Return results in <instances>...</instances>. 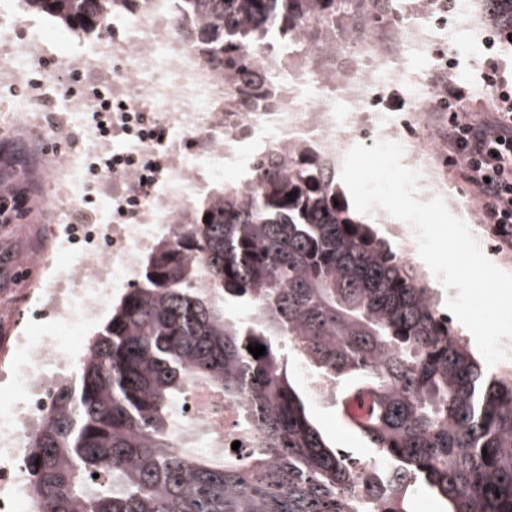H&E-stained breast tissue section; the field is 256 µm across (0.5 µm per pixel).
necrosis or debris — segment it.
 Here are the masks:
<instances>
[{
	"label": "necrosis or debris",
	"instance_id": "obj_1",
	"mask_svg": "<svg viewBox=\"0 0 512 512\" xmlns=\"http://www.w3.org/2000/svg\"><path fill=\"white\" fill-rule=\"evenodd\" d=\"M404 33L393 52L362 48L348 66L328 63L324 76L292 73L249 107L225 111L224 77L191 47L183 32L195 23L181 0H114L110 50L118 70L100 75L97 41L55 32L30 20L25 0H0V107L7 119L45 138L44 167L56 245L37 257L44 278L21 294L14 335L0 336V374L13 377L17 403L0 412V512H29L18 497L25 480L21 449L56 402V387L74 366L69 337L96 320L112 297L139 287L145 256L164 239L210 184L235 172L242 190L253 185L255 162L284 159L289 148L328 157L359 137L401 145L403 163L420 172L421 191L439 190L408 115L382 110L381 90L405 84L413 102L433 90L425 64L441 40L485 41L468 0L443 29L435 0H393ZM71 75L58 89L51 70ZM92 199L112 222L82 224L78 210ZM176 431L231 433L240 404L196 388L185 400Z\"/></svg>",
	"mask_w": 512,
	"mask_h": 512
}]
</instances>
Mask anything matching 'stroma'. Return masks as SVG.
I'll return each mask as SVG.
<instances>
[{"instance_id":"stroma-1","label":"stroma","mask_w":512,"mask_h":512,"mask_svg":"<svg viewBox=\"0 0 512 512\" xmlns=\"http://www.w3.org/2000/svg\"><path fill=\"white\" fill-rule=\"evenodd\" d=\"M490 45L473 48L466 44L440 45L444 60L460 64L465 71L455 84L465 91L460 109L481 119L491 112L494 92L485 86L483 66L487 57L493 56L503 64L501 76L512 84V44L507 43L498 30H491ZM439 96H432L421 108L430 113L429 123L417 127L415 139L428 148L430 161L436 169L437 180L461 206V214L471 233L488 245V258L503 272L512 274V250L499 247L489 225L483 224L477 192L460 174L456 162L449 159L442 148L439 133L448 124L447 113L440 110ZM39 144L27 142L23 133H0V185L9 186L28 181L35 193L33 210L16 212L10 224H0V336L7 335L13 319V301L22 288L28 287L31 275L36 272L35 257L54 234L50 221L43 211L50 199L43 189L44 172L36 155ZM308 415L327 443L347 451L355 459L370 455L367 440L350 426L339 414L336 405L310 401Z\"/></svg>"}]
</instances>
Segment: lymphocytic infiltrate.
Instances as JSON below:
<instances>
[{
	"instance_id": "1",
	"label": "lymphocytic infiltrate",
	"mask_w": 512,
	"mask_h": 512,
	"mask_svg": "<svg viewBox=\"0 0 512 512\" xmlns=\"http://www.w3.org/2000/svg\"><path fill=\"white\" fill-rule=\"evenodd\" d=\"M500 63L486 61V80L495 87L491 119L464 112L448 116L445 142L461 165L463 178L482 199L481 221L491 225L503 245L512 247V91L499 79Z\"/></svg>"
}]
</instances>
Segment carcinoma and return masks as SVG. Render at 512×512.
<instances>
[{"mask_svg": "<svg viewBox=\"0 0 512 512\" xmlns=\"http://www.w3.org/2000/svg\"><path fill=\"white\" fill-rule=\"evenodd\" d=\"M187 40L224 82L270 87L291 70L350 54L393 24L391 0H186ZM481 21L512 38V0ZM79 37L106 29L112 0H28ZM265 72L244 77L257 53ZM250 193L226 185L192 207L145 257L88 346L78 382L25 457L39 512H410L428 491L447 512H512V376L488 374L405 262L340 197L324 156L288 149V168L255 166ZM208 280L205 288L198 286ZM265 346L254 358L248 345ZM336 381V406L375 393L373 464L361 490L288 378V352ZM205 387L243 401L249 447L201 449L174 431L178 404Z\"/></svg>", "mask_w": 512, "mask_h": 512, "instance_id": "cac0c4a2", "label": "carcinoma"}]
</instances>
